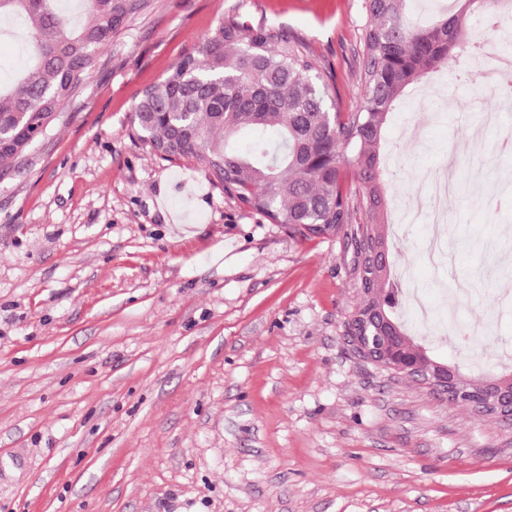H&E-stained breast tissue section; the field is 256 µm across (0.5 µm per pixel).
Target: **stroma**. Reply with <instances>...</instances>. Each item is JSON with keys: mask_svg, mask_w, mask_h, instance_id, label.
Instances as JSON below:
<instances>
[{"mask_svg": "<svg viewBox=\"0 0 512 512\" xmlns=\"http://www.w3.org/2000/svg\"><path fill=\"white\" fill-rule=\"evenodd\" d=\"M284 27L340 111L362 95L366 0H151L29 161L0 178V512H512V426L354 358L356 246L301 239L187 160L143 150L131 115L218 21ZM501 95L389 119V194L446 164L448 220L388 223L434 323L464 290L473 340L512 346V215L481 197Z\"/></svg>", "mask_w": 512, "mask_h": 512, "instance_id": "35a3bbf8", "label": "stroma"}]
</instances>
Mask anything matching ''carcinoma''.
I'll return each mask as SVG.
<instances>
[{
    "label": "carcinoma",
    "mask_w": 512,
    "mask_h": 512,
    "mask_svg": "<svg viewBox=\"0 0 512 512\" xmlns=\"http://www.w3.org/2000/svg\"><path fill=\"white\" fill-rule=\"evenodd\" d=\"M60 0H0V28L16 22L30 61L9 83L0 80V132L30 131L34 148L54 127L52 113L80 96L98 66V50L149 0H81L85 19L74 21ZM406 0H367L371 23L362 33L363 94L353 112L336 111L329 85L303 45L281 27L216 24L134 105L132 127L143 146L166 160L188 159L205 168L240 203L296 237L345 230L352 212L380 224L383 189L379 144L389 114L406 89L438 72L449 53L468 49L469 3L439 12L418 27L404 14ZM414 346L403 322L405 297L391 278L385 289L359 281Z\"/></svg>",
    "instance_id": "obj_1"
}]
</instances>
